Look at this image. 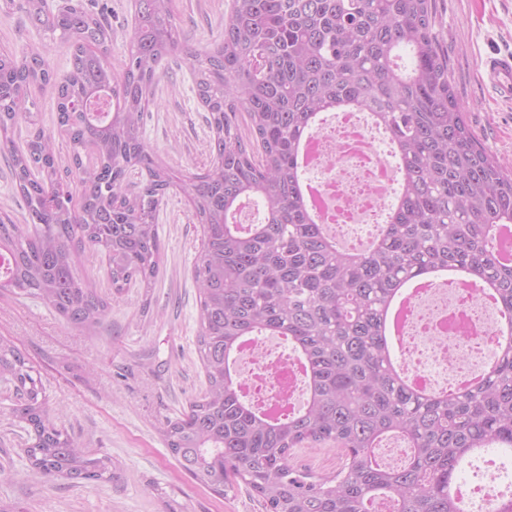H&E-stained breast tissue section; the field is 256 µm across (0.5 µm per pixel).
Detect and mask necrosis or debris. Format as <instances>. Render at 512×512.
<instances>
[{
	"label": "necrosis or debris",
	"mask_w": 512,
	"mask_h": 512,
	"mask_svg": "<svg viewBox=\"0 0 512 512\" xmlns=\"http://www.w3.org/2000/svg\"><path fill=\"white\" fill-rule=\"evenodd\" d=\"M387 157L360 112L336 113L317 136L315 170L325 183L330 223L346 240H357L382 221L390 192L379 178L389 166ZM497 328L494 308L476 290L429 285L408 301L403 359L411 376L431 385L476 374L492 361L478 347L491 345ZM241 361L240 388L247 397L266 408L295 405L301 367L279 358L273 342L249 343Z\"/></svg>",
	"instance_id": "obj_1"
}]
</instances>
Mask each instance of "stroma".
Returning a JSON list of instances; mask_svg holds the SVG:
<instances>
[{
  "label": "stroma",
  "instance_id": "1",
  "mask_svg": "<svg viewBox=\"0 0 512 512\" xmlns=\"http://www.w3.org/2000/svg\"><path fill=\"white\" fill-rule=\"evenodd\" d=\"M112 24L110 58L121 70L132 35V0H83ZM186 43L197 52L224 35L231 0H171ZM435 31L448 56V73L475 136L512 171V102L495 97L481 62L512 52V0H433ZM43 39L19 12L0 8V48L23 56ZM188 70L170 61L158 73L145 126L148 144L180 174L210 160L212 132ZM163 263L152 288H111L105 257L84 252L78 276L95 280L109 307L89 334L68 326L38 299L0 292V336L12 339L40 373L51 417L86 447L112 459L109 481L78 484L35 480L22 448L26 435L0 400V501L14 512H265L245 486L223 494L196 484L169 451L161 422L176 417L204 382L196 340L199 291L193 269L202 254L200 226L183 193L169 194L158 212ZM299 469L322 476L340 470L344 452L323 443L294 449Z\"/></svg>",
  "mask_w": 512,
  "mask_h": 512
}]
</instances>
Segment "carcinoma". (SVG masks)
Returning <instances> with one entry per match:
<instances>
[{"label": "carcinoma", "instance_id": "cac0c4a2", "mask_svg": "<svg viewBox=\"0 0 512 512\" xmlns=\"http://www.w3.org/2000/svg\"><path fill=\"white\" fill-rule=\"evenodd\" d=\"M36 31L68 46L72 67L57 77L36 52L0 51V144L10 152L29 220H0V290L40 300L69 326L94 330L108 303L76 276L74 256L105 255L112 288L151 287L163 252L156 218L183 192L201 224L203 254L197 349L204 389L161 427L180 466L222 495L242 483L265 512H464L450 492L471 448L512 450V322L474 387L422 393L401 375L387 314L404 285L437 269L463 268L476 289L512 311V264L500 262L494 229L512 224V172L469 127L448 80L432 0H233L224 37L204 55L181 42L171 0H134L123 71L112 72V27L79 0H10ZM95 50H89V47ZM410 54L402 72L400 52ZM194 75L213 136L210 162L183 176L145 139L162 62L176 55ZM56 93L58 133L79 170L82 208L59 191L55 137L21 146L19 122L33 117L32 90ZM106 93L107 119L70 108L77 94ZM369 113L391 141L401 173L388 220L362 250L339 245L301 193L300 138L323 112ZM138 172L139 181L128 178ZM263 219L235 221L239 200ZM253 336L290 340L306 380V403L271 416L245 399L236 354ZM13 390L14 417L30 436L31 470L71 481L112 479V459L83 448L51 421L41 379L14 341L0 337V382ZM390 436L407 454L391 466L374 449ZM334 443L348 457L315 478L292 450Z\"/></svg>", "mask_w": 512, "mask_h": 512}]
</instances>
